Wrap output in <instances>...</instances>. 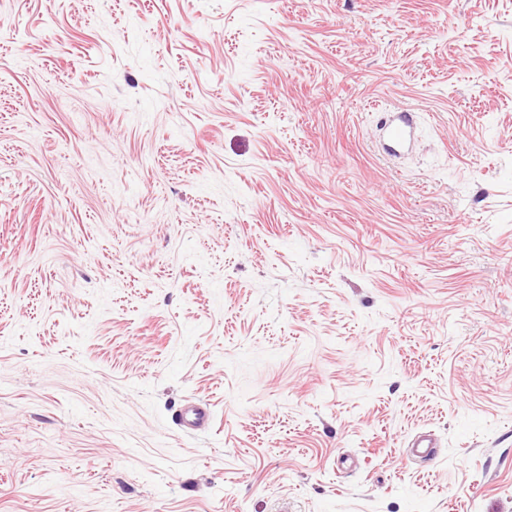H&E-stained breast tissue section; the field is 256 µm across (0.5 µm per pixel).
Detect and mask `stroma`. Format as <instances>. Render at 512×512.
<instances>
[{"instance_id":"obj_1","label":"stroma","mask_w":512,"mask_h":512,"mask_svg":"<svg viewBox=\"0 0 512 512\" xmlns=\"http://www.w3.org/2000/svg\"><path fill=\"white\" fill-rule=\"evenodd\" d=\"M0 512H512V0H0ZM379 121V130L389 154L400 153L411 146L416 126V113L409 111L387 112ZM179 425L187 433H197L211 421V411L207 405L189 404L179 413Z\"/></svg>"}]
</instances>
